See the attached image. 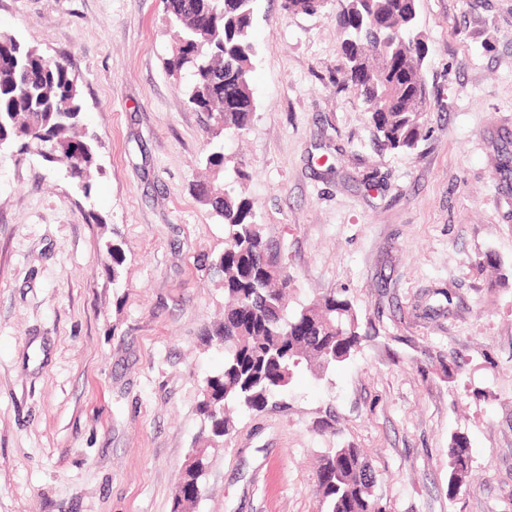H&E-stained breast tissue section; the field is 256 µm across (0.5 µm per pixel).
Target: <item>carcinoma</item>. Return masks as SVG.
<instances>
[{"label":"carcinoma","instance_id":"obj_1","mask_svg":"<svg viewBox=\"0 0 512 512\" xmlns=\"http://www.w3.org/2000/svg\"><path fill=\"white\" fill-rule=\"evenodd\" d=\"M253 0H165L174 32L171 72L187 77V101L208 113L224 133L245 131L254 112L249 73ZM416 0H347L336 13L345 34L340 73L363 100L375 136L390 149L410 151L421 136L430 92L423 78L429 48L416 31ZM78 77L63 59L51 60L14 34L0 32V148L53 150L59 165L92 191L97 142L82 123ZM198 198L224 224V251L211 262L222 277L224 318L206 332L224 348L223 369L206 379L200 413L210 441L231 434L229 410L260 412L288 386L301 362L329 369L345 362L369 341L353 304L336 292L294 309L288 301L293 276L272 249L256 220L254 204L236 192L195 184ZM108 269L118 282L125 255L105 244ZM183 467L173 512L196 499L206 466V449L196 448ZM471 468L470 441L454 434L448 442V497H456ZM372 463L353 447L329 448L316 471L323 512H386L375 495Z\"/></svg>","mask_w":512,"mask_h":512}]
</instances>
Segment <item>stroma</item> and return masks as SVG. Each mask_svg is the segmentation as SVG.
<instances>
[{
    "instance_id": "obj_1",
    "label": "stroma",
    "mask_w": 512,
    "mask_h": 512,
    "mask_svg": "<svg viewBox=\"0 0 512 512\" xmlns=\"http://www.w3.org/2000/svg\"><path fill=\"white\" fill-rule=\"evenodd\" d=\"M342 5L253 0L254 112L236 138L210 134L169 71L163 0H0V30L70 63L100 142L88 197L0 149V512H172L224 362L205 337L224 226L193 184L233 174L293 305L342 293L370 340L236 413L189 512H321L318 460L341 446L368 456L387 512H512V0H417L431 105L409 152L375 140L341 78ZM487 252L499 269L478 268ZM456 433L471 476L452 498Z\"/></svg>"
}]
</instances>
